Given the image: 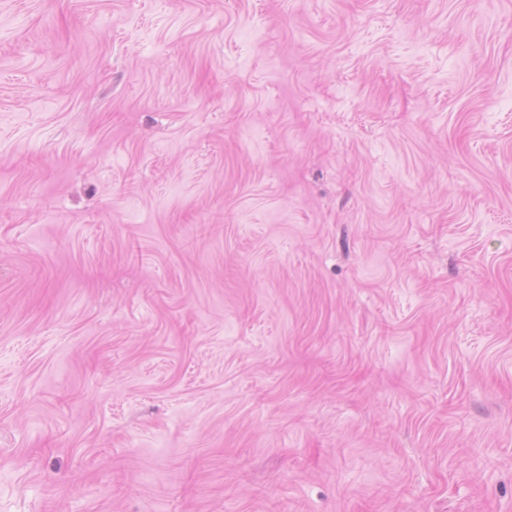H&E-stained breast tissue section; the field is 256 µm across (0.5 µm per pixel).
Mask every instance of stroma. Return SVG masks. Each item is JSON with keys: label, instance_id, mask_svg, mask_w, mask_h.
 Instances as JSON below:
<instances>
[{"label": "stroma", "instance_id": "stroma-1", "mask_svg": "<svg viewBox=\"0 0 512 512\" xmlns=\"http://www.w3.org/2000/svg\"><path fill=\"white\" fill-rule=\"evenodd\" d=\"M0 512H512V0H0Z\"/></svg>", "mask_w": 512, "mask_h": 512}]
</instances>
